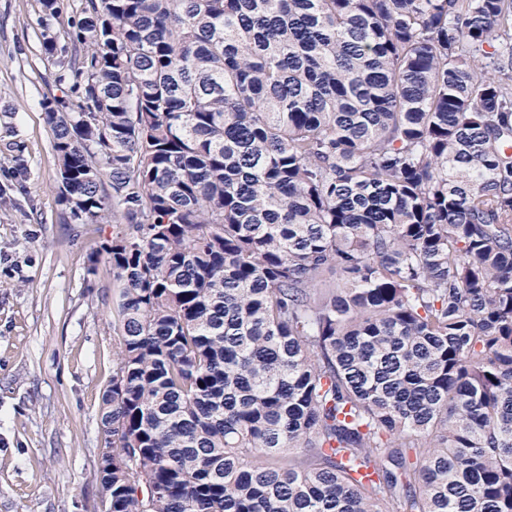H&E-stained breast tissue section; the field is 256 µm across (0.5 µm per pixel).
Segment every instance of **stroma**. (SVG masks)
Masks as SVG:
<instances>
[{
	"label": "stroma",
	"instance_id": "obj_1",
	"mask_svg": "<svg viewBox=\"0 0 512 512\" xmlns=\"http://www.w3.org/2000/svg\"><path fill=\"white\" fill-rule=\"evenodd\" d=\"M37 10V0H0V150L21 144L27 167L0 215V512H98L119 285L87 268L113 227L59 220L41 107L59 86Z\"/></svg>",
	"mask_w": 512,
	"mask_h": 512
}]
</instances>
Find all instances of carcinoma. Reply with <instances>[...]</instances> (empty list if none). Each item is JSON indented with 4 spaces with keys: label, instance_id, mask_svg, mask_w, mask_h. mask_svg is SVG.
I'll return each instance as SVG.
<instances>
[{
    "label": "carcinoma",
    "instance_id": "obj_1",
    "mask_svg": "<svg viewBox=\"0 0 512 512\" xmlns=\"http://www.w3.org/2000/svg\"><path fill=\"white\" fill-rule=\"evenodd\" d=\"M38 3L112 512H512V0Z\"/></svg>",
    "mask_w": 512,
    "mask_h": 512
}]
</instances>
